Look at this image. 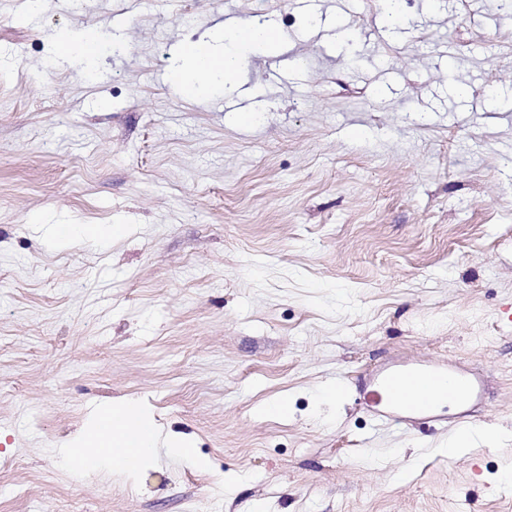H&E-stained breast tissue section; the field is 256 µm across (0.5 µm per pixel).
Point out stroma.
Here are the masks:
<instances>
[{
  "label": "stroma",
  "instance_id": "1",
  "mask_svg": "<svg viewBox=\"0 0 512 512\" xmlns=\"http://www.w3.org/2000/svg\"><path fill=\"white\" fill-rule=\"evenodd\" d=\"M401 12L0 0V512H512V438L431 452L512 431V10ZM259 19L281 47L187 100L179 45ZM64 28L99 36L94 66L55 56ZM55 224L123 231L58 246ZM440 361L481 396L378 420L382 372ZM121 400L209 470L126 484L59 456ZM484 436L485 433L480 427L458 425L448 432V439L442 441L438 448H433V450L441 455L456 457L467 453L474 447L477 440Z\"/></svg>",
  "mask_w": 512,
  "mask_h": 512
}]
</instances>
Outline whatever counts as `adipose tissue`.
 Returning <instances> with one entry per match:
<instances>
[{"label":"adipose tissue","mask_w":512,"mask_h":512,"mask_svg":"<svg viewBox=\"0 0 512 512\" xmlns=\"http://www.w3.org/2000/svg\"><path fill=\"white\" fill-rule=\"evenodd\" d=\"M280 40L281 33L274 26L246 24L221 28L207 42L203 54L197 52L194 43L184 44L175 67L183 94L195 98L213 82H229L239 71L247 47L257 42L274 46ZM162 451L188 468L208 467L190 441L163 434L150 415L126 402L112 403L109 413H96L81 438L59 449L67 461L77 462L81 471L106 469L129 480L136 478L146 465L156 463Z\"/></svg>","instance_id":"adipose-tissue-1"}]
</instances>
